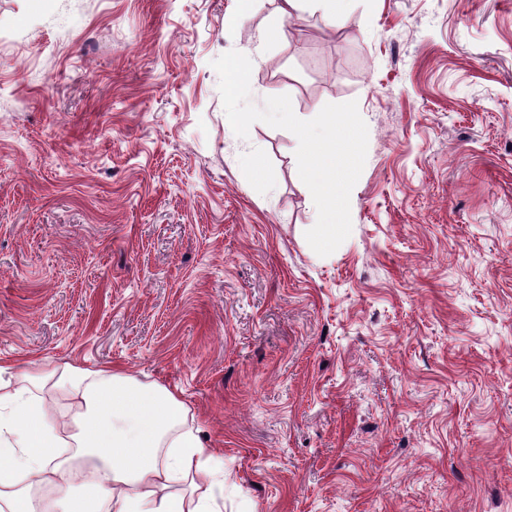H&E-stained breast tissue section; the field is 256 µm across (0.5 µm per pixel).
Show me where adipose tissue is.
Masks as SVG:
<instances>
[{
  "mask_svg": "<svg viewBox=\"0 0 512 512\" xmlns=\"http://www.w3.org/2000/svg\"><path fill=\"white\" fill-rule=\"evenodd\" d=\"M79 397L76 462L59 460L68 423L38 392L46 382ZM170 389L135 386L119 370L0 362V512H221L224 465ZM55 491L45 508L32 494Z\"/></svg>",
  "mask_w": 512,
  "mask_h": 512,
  "instance_id": "1",
  "label": "adipose tissue"
}]
</instances>
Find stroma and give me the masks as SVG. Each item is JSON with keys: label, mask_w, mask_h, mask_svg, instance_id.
I'll return each instance as SVG.
<instances>
[{"label": "stroma", "mask_w": 512, "mask_h": 512, "mask_svg": "<svg viewBox=\"0 0 512 512\" xmlns=\"http://www.w3.org/2000/svg\"><path fill=\"white\" fill-rule=\"evenodd\" d=\"M278 5L0 0V360L173 390L223 512H512V0ZM261 31L254 105L368 126L326 257L291 132L223 108ZM261 57V38L257 43L241 54L230 57L224 66V94L227 97H236L249 83L253 66Z\"/></svg>", "instance_id": "1"}]
</instances>
